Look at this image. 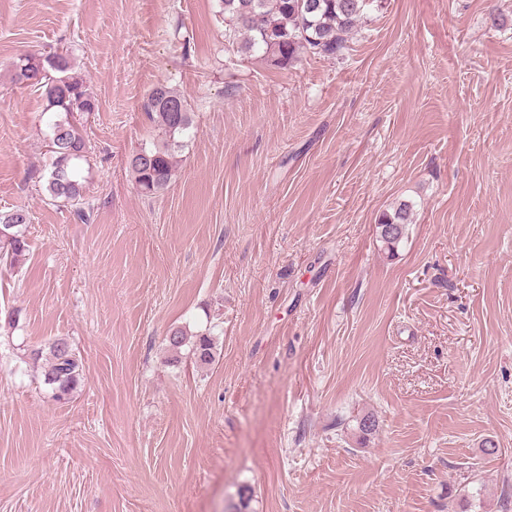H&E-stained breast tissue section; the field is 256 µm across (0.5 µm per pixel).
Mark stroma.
<instances>
[{
    "instance_id": "stroma-1",
    "label": "stroma",
    "mask_w": 512,
    "mask_h": 512,
    "mask_svg": "<svg viewBox=\"0 0 512 512\" xmlns=\"http://www.w3.org/2000/svg\"><path fill=\"white\" fill-rule=\"evenodd\" d=\"M59 47L98 100L85 222L46 194L50 117L9 72ZM158 83L194 127L146 198L128 162ZM402 202L390 257L376 224ZM15 208L0 512H501L512 494V0H381L346 49L286 70L228 47L218 0H0ZM176 326L212 330L214 362L169 351ZM57 336L83 363L66 403L32 356ZM410 215V206L406 203H399L390 211L383 212L379 217L377 224L379 239L384 250L391 256L408 239L409 226L412 224ZM388 226L392 227L391 231H386ZM29 213L20 208L0 211V266L5 269L20 267L29 251L27 227Z\"/></svg>"
}]
</instances>
